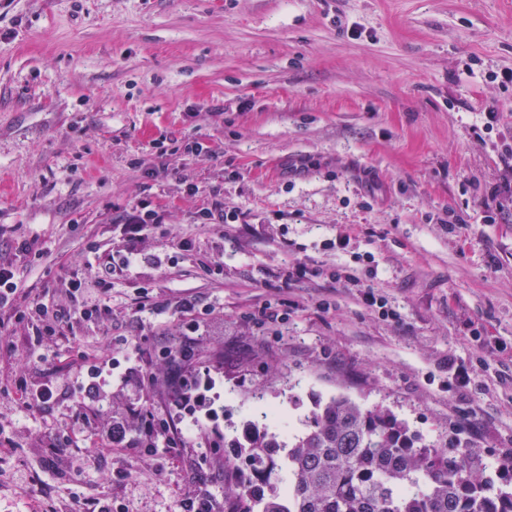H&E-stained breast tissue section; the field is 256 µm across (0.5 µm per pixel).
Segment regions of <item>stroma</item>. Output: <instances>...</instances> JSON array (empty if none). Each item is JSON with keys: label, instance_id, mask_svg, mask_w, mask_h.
Instances as JSON below:
<instances>
[{"label": "stroma", "instance_id": "35a3bbf8", "mask_svg": "<svg viewBox=\"0 0 512 512\" xmlns=\"http://www.w3.org/2000/svg\"><path fill=\"white\" fill-rule=\"evenodd\" d=\"M510 71L512 0H0V237L40 251L18 262L19 296L69 308L68 274L122 248L116 211L150 203L167 234L114 284L108 320L72 325L85 353L118 364L95 412L118 401L183 429L231 436L253 421L288 439L345 395L500 477ZM216 197L247 223H196ZM298 265L323 275L289 280ZM339 269L397 319L368 310ZM189 297L198 306L182 311ZM175 344L211 419L146 381ZM459 366L472 380L449 388ZM22 371L60 384L50 409L17 400ZM82 398L68 344L37 345L23 324L0 338V512L75 493L111 495L119 512H181L205 494L229 512L224 451L202 456V437L116 448L98 470L49 467L26 433L63 440ZM335 276L336 280L343 278L346 282L353 285L354 287L366 288L364 291H361V301L368 309L378 313V315L383 319H397V314L395 311L388 307V302L385 296L380 294L378 291H375L373 287H360V280L356 275L347 271H342L340 273V270H336V274H332L333 278H335Z\"/></svg>", "mask_w": 512, "mask_h": 512}]
</instances>
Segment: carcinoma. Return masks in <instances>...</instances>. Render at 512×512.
Instances as JSON below:
<instances>
[{"mask_svg": "<svg viewBox=\"0 0 512 512\" xmlns=\"http://www.w3.org/2000/svg\"><path fill=\"white\" fill-rule=\"evenodd\" d=\"M209 447L232 512H512V482L495 486L470 449L417 447L391 410L344 396L289 442L249 422Z\"/></svg>", "mask_w": 512, "mask_h": 512, "instance_id": "1", "label": "carcinoma"}]
</instances>
